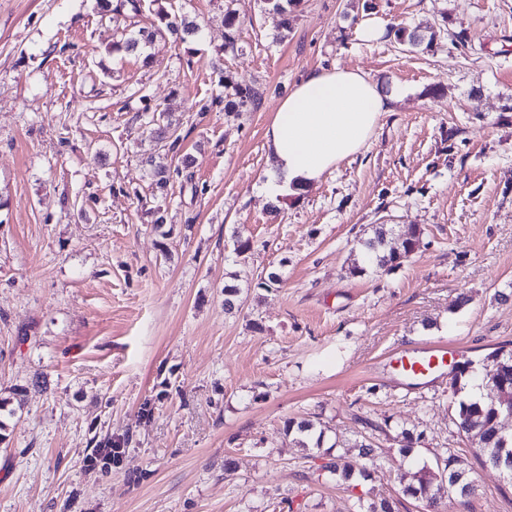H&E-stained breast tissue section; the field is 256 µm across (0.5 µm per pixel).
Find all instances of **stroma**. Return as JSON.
Segmentation results:
<instances>
[{
    "instance_id": "obj_1",
    "label": "stroma",
    "mask_w": 512,
    "mask_h": 512,
    "mask_svg": "<svg viewBox=\"0 0 512 512\" xmlns=\"http://www.w3.org/2000/svg\"><path fill=\"white\" fill-rule=\"evenodd\" d=\"M160 7L200 33L112 55L96 0H0V512H359L382 497L423 512L395 473L449 452L476 491L441 512H512L452 423L451 376L368 371L439 343L479 369L512 343V0H295L284 16L265 0H146L137 27ZM372 18L437 39H358ZM334 67L405 96L360 154L274 206L267 130L303 75ZM228 82L254 88L250 107L217 104ZM147 105L179 153L139 119ZM151 156L175 171L159 198ZM375 224L424 231L388 273L367 267ZM271 271L281 285L260 288ZM313 415L329 444L389 422L368 478L337 481L285 435ZM404 428L419 437L405 459ZM106 433L129 437L124 457L89 471Z\"/></svg>"
}]
</instances>
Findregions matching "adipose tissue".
Returning <instances> with one entry per match:
<instances>
[{"mask_svg":"<svg viewBox=\"0 0 512 512\" xmlns=\"http://www.w3.org/2000/svg\"><path fill=\"white\" fill-rule=\"evenodd\" d=\"M404 96L383 93L364 71L334 68L303 76L267 131L268 202L307 192L341 161L358 155L383 113Z\"/></svg>","mask_w":512,"mask_h":512,"instance_id":"1","label":"adipose tissue"}]
</instances>
